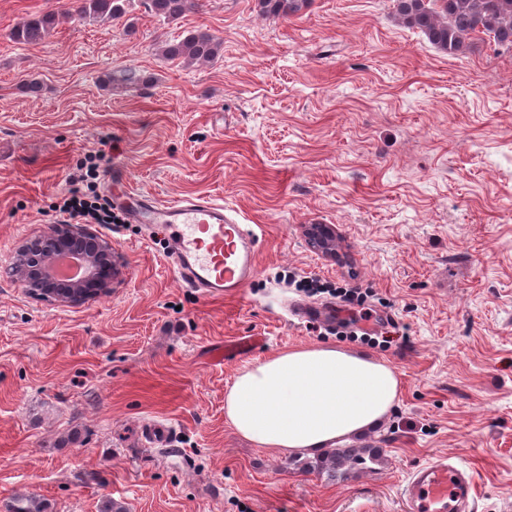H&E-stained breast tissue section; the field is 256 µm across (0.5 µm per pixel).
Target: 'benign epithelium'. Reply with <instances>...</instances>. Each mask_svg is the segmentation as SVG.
<instances>
[{
    "mask_svg": "<svg viewBox=\"0 0 512 512\" xmlns=\"http://www.w3.org/2000/svg\"><path fill=\"white\" fill-rule=\"evenodd\" d=\"M306 235L313 248L336 258L330 225L312 224ZM117 268L112 241L82 224H52L21 240L14 252V276L26 294L61 307L110 294Z\"/></svg>",
    "mask_w": 512,
    "mask_h": 512,
    "instance_id": "obj_1",
    "label": "benign epithelium"
}]
</instances>
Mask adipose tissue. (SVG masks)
<instances>
[{
    "label": "adipose tissue",
    "mask_w": 512,
    "mask_h": 512,
    "mask_svg": "<svg viewBox=\"0 0 512 512\" xmlns=\"http://www.w3.org/2000/svg\"><path fill=\"white\" fill-rule=\"evenodd\" d=\"M399 380L387 363L333 344L289 348L241 372L224 411L241 437L302 455L377 426L394 408Z\"/></svg>",
    "instance_id": "adipose-tissue-1"
}]
</instances>
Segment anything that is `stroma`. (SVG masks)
<instances>
[{"mask_svg": "<svg viewBox=\"0 0 512 512\" xmlns=\"http://www.w3.org/2000/svg\"><path fill=\"white\" fill-rule=\"evenodd\" d=\"M202 2L170 21L127 0L120 19L75 16L20 44L15 26L69 0H0V512L18 494L48 512H408L409 472L448 453L476 476V512H512V54L441 53L392 0H311L287 19ZM191 31L220 42L213 64L163 57ZM94 154L106 196L205 197L259 225L242 294L182 285L160 236L123 222L94 227L121 257L110 296H26L14 249ZM310 224L334 225L337 259L309 246ZM347 283L395 317L389 342L289 318L305 285L358 317L332 294ZM314 343L400 379L356 440L383 464L333 483L224 414L238 374ZM159 423L171 448L146 445Z\"/></svg>", "mask_w": 512, "mask_h": 512, "instance_id": "obj_1", "label": "stroma"}]
</instances>
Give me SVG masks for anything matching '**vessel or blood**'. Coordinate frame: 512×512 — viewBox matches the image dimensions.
I'll list each match as a JSON object with an SVG mask.
<instances>
[{"mask_svg":"<svg viewBox=\"0 0 512 512\" xmlns=\"http://www.w3.org/2000/svg\"><path fill=\"white\" fill-rule=\"evenodd\" d=\"M137 224L171 234L180 281L212 295H235L257 272L259 237L224 205L204 199L159 204L139 198L130 213ZM408 512H474L473 473L449 455L413 469L404 485Z\"/></svg>","mask_w":512,"mask_h":512,"instance_id":"1","label":"vessel or blood"}]
</instances>
